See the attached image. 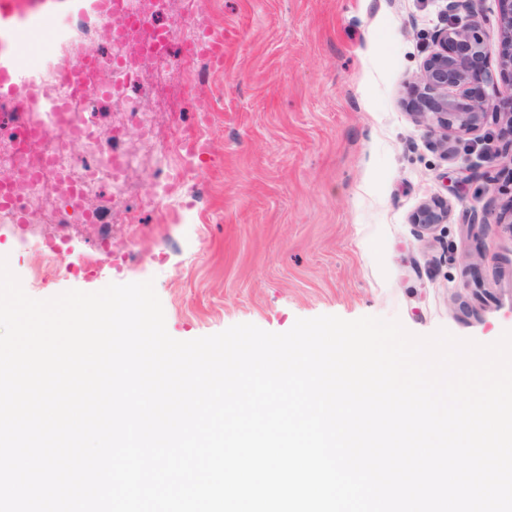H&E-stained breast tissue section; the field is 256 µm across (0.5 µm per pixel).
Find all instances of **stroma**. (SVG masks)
<instances>
[{
    "instance_id": "obj_1",
    "label": "stroma",
    "mask_w": 512,
    "mask_h": 512,
    "mask_svg": "<svg viewBox=\"0 0 512 512\" xmlns=\"http://www.w3.org/2000/svg\"><path fill=\"white\" fill-rule=\"evenodd\" d=\"M450 4L175 0L179 34L195 33V13L224 32L199 129L220 166L190 175L162 211L138 209L131 229L102 199L90 204L95 223L41 225L43 239L68 240L63 271L20 245L13 224L0 223V256L35 299L153 280L167 331L182 341L336 315L495 342L512 331V160L487 166L494 223L478 231L454 192L465 161L428 132L409 89ZM502 9L483 0L477 22L484 70L506 84ZM433 202L447 215L420 233L411 216ZM126 235L134 245L117 270L97 244ZM90 262L100 272L87 282L74 270Z\"/></svg>"
}]
</instances>
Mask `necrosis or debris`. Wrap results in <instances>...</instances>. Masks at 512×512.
Returning <instances> with one entry per match:
<instances>
[{
	"label": "necrosis or debris",
	"instance_id": "4bbe7bcc",
	"mask_svg": "<svg viewBox=\"0 0 512 512\" xmlns=\"http://www.w3.org/2000/svg\"><path fill=\"white\" fill-rule=\"evenodd\" d=\"M171 0H130V8L140 22L144 39L139 46L141 61L136 74L129 75L118 67L119 60L131 49L129 43L110 38L104 22L95 16H80L69 23L70 36L62 44L44 41L43 51L30 63L35 79L47 97L60 94L62 74L72 65L91 62L88 79L94 84L115 88L118 98L128 107L111 125L101 123L103 99L87 97L78 102V117L90 126V133L79 140L77 147H65L56 156L54 165H42V146L32 132L49 125L51 115L40 109L18 113L13 121H0V170L10 173L12 188L27 216L25 243L37 240L41 224H78L87 222L89 210L76 213L71 208L50 205V197L60 196L66 185H74L83 199L96 196L102 182L110 184V200L119 209L131 207L136 196L130 174L137 160L135 151L124 149L129 131H136L139 144L154 149L160 137H167L164 153L155 157L156 189L152 199L163 206L175 194L180 182L192 166V157L182 147L184 138L196 136V117L191 112L170 115L167 134H160L156 119L143 101L146 88L142 74L149 73L164 82L194 72L201 62L190 54L195 39L183 37L174 50H155L150 35L155 25L171 11Z\"/></svg>",
	"mask_w": 512,
	"mask_h": 512
}]
</instances>
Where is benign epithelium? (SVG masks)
Listing matches in <instances>:
<instances>
[{
  "label": "benign epithelium",
  "mask_w": 512,
  "mask_h": 512,
  "mask_svg": "<svg viewBox=\"0 0 512 512\" xmlns=\"http://www.w3.org/2000/svg\"><path fill=\"white\" fill-rule=\"evenodd\" d=\"M504 8L500 16V27L506 41H512V0H503ZM433 40L438 50L426 61L418 81L424 85V89L431 94L428 101L433 107L422 112L426 118L428 131L439 136L442 144H448V140L455 141L463 146L466 152L471 151L469 144L463 142L462 136L481 128L488 122L489 100L500 95L512 93V83L500 85L493 76L488 75L485 79L487 91L483 97L468 101V105L461 104V99L466 97L467 90V63L468 58L474 54L483 52V41L480 30L475 23L462 24L459 20H451L444 28L437 30ZM456 44L463 49V52L453 59H448V45ZM456 74V81L448 84V70ZM455 88V93H448V87ZM464 177L459 180V185L483 184L477 189L475 199L487 195L491 191L490 184L484 182L485 176L481 166L468 164L462 168ZM471 225L484 228L489 224L491 209L485 203L482 208L471 204L465 207ZM439 217L429 206L422 207L412 217V223L420 228V232L430 231L435 224L439 223Z\"/></svg>",
  "instance_id": "benign-epithelium-1"
}]
</instances>
